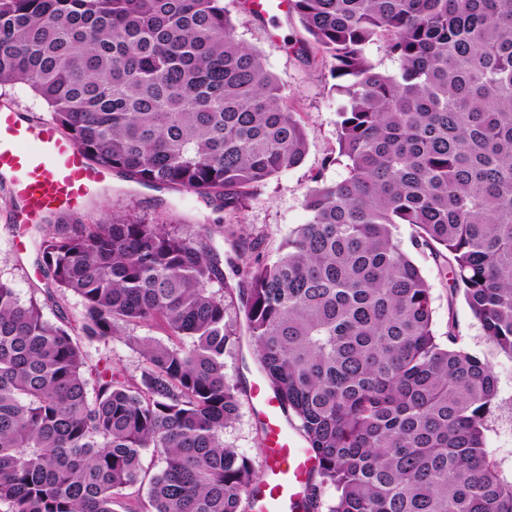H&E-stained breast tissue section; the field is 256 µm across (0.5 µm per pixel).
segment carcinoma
Instances as JSON below:
<instances>
[{
  "label": "carcinoma",
  "mask_w": 512,
  "mask_h": 512,
  "mask_svg": "<svg viewBox=\"0 0 512 512\" xmlns=\"http://www.w3.org/2000/svg\"><path fill=\"white\" fill-rule=\"evenodd\" d=\"M297 53L331 62L337 158L313 177L273 261L234 218L297 167L308 134L285 83L236 40L224 0H0V85H23L89 162L155 189L216 200L228 222L193 234L114 211L37 226L44 318L0 280V507L4 512H243L251 461L224 444L239 416L224 354L239 300L258 372L315 462L307 506L327 512H512L486 448L498 380L459 345L462 296L512 358V0H289ZM380 43L398 62L382 71ZM451 274L448 331L399 245ZM233 239L237 287L214 237ZM219 288H213V284ZM130 336L127 376L88 346ZM159 460L142 464L148 449ZM128 335L150 336L157 340L167 342V336L156 325L138 324L129 326L122 331V335L114 336L106 343H93L89 348L90 355L97 360L100 357H108L112 361V367L123 370L127 374L136 375L139 372L141 358L137 350L127 342Z\"/></svg>",
  "instance_id": "cac0c4a2"
}]
</instances>
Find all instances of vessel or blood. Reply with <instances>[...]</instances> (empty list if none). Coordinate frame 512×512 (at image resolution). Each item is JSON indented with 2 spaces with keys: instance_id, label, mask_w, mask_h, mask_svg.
<instances>
[{
  "instance_id": "1",
  "label": "vessel or blood",
  "mask_w": 512,
  "mask_h": 512,
  "mask_svg": "<svg viewBox=\"0 0 512 512\" xmlns=\"http://www.w3.org/2000/svg\"><path fill=\"white\" fill-rule=\"evenodd\" d=\"M0 181L22 204L13 221L83 206L110 186L109 173L89 163L53 121L0 108ZM254 416L265 436L267 478L250 493V512H303L314 460L263 380L251 384Z\"/></svg>"
}]
</instances>
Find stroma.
Returning <instances> with one entry per match:
<instances>
[{
    "label": "stroma",
    "mask_w": 512,
    "mask_h": 512,
    "mask_svg": "<svg viewBox=\"0 0 512 512\" xmlns=\"http://www.w3.org/2000/svg\"><path fill=\"white\" fill-rule=\"evenodd\" d=\"M224 7L235 25L237 39L257 49L268 69L282 77L289 103L301 112L308 131V150L303 162L280 173L262 186L255 200L242 210L238 223L245 234L261 236L262 258L275 259L291 229L307 223L303 198L312 185L313 176L334 182L346 174L344 165L329 162L336 146V111L340 99L332 88L328 61L304 62L296 53L295 42L304 32L291 15L258 17L250 12L244 0H224ZM16 209L9 188L0 183V279L7 281L21 300H37L48 321H55L56 307L47 301L45 290L50 281L36 263L31 239H18L8 219ZM122 210L137 217L160 219L170 224H185L196 229L200 224H220L223 211L197 194L171 189L154 190L120 177H113L110 189L96 197L84 210L85 215L100 219L112 210ZM414 262L432 288L433 318L437 334H445L449 323H456L460 345L466 351L485 357L498 377L499 397L489 428L486 446L502 476L512 480V359L499 354L487 340L480 323L473 317L464 300L449 302L448 274L431 258L414 254ZM150 336L164 339L165 333L151 324L127 327L125 334L107 342L93 343L92 358L111 359L113 367L127 374H138L141 358L128 339ZM224 373L230 384L241 386L240 414L224 431V441L250 458L256 471H264L263 438L255 420L247 392L256 374L248 337L224 354Z\"/></svg>",
    "instance_id": "1"
}]
</instances>
